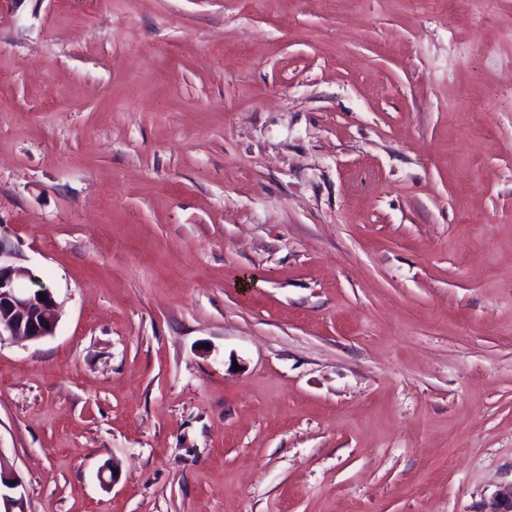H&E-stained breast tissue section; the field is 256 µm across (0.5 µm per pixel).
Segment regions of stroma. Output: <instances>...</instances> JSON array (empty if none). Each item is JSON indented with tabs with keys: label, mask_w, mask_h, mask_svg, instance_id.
<instances>
[{
	"label": "stroma",
	"mask_w": 512,
	"mask_h": 512,
	"mask_svg": "<svg viewBox=\"0 0 512 512\" xmlns=\"http://www.w3.org/2000/svg\"><path fill=\"white\" fill-rule=\"evenodd\" d=\"M0 241L27 512L512 486V0H0ZM39 283L27 268L0 261V343L30 342L54 334L58 305L51 289Z\"/></svg>",
	"instance_id": "obj_1"
}]
</instances>
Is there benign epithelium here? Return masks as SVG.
<instances>
[{
	"instance_id": "7a95c632",
	"label": "benign epithelium",
	"mask_w": 512,
	"mask_h": 512,
	"mask_svg": "<svg viewBox=\"0 0 512 512\" xmlns=\"http://www.w3.org/2000/svg\"><path fill=\"white\" fill-rule=\"evenodd\" d=\"M58 305L51 289L34 280L21 266L0 262V342L22 343L54 334L58 324ZM13 495H0L4 512H25L22 483L0 457V487Z\"/></svg>"
}]
</instances>
